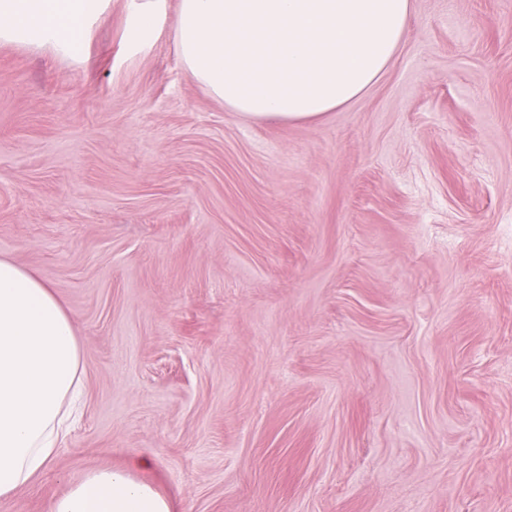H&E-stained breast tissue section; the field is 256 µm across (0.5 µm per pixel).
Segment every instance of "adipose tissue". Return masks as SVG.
<instances>
[{
    "label": "adipose tissue",
    "instance_id": "obj_1",
    "mask_svg": "<svg viewBox=\"0 0 512 512\" xmlns=\"http://www.w3.org/2000/svg\"><path fill=\"white\" fill-rule=\"evenodd\" d=\"M108 0H0V44L74 48ZM412 0H180L176 50L226 109L248 119L312 121L346 107L387 71ZM71 317L52 287L0 258V496L49 469L83 399ZM131 458L90 472L48 512H173Z\"/></svg>",
    "mask_w": 512,
    "mask_h": 512
}]
</instances>
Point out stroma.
I'll return each mask as SVG.
<instances>
[{
	"label": "stroma",
	"mask_w": 512,
	"mask_h": 512,
	"mask_svg": "<svg viewBox=\"0 0 512 512\" xmlns=\"http://www.w3.org/2000/svg\"><path fill=\"white\" fill-rule=\"evenodd\" d=\"M0 45V257L71 316L85 408L0 497L48 512L153 458L174 512H512V0H414L389 69L315 121L130 39Z\"/></svg>",
	"instance_id": "35a3bbf8"
}]
</instances>
